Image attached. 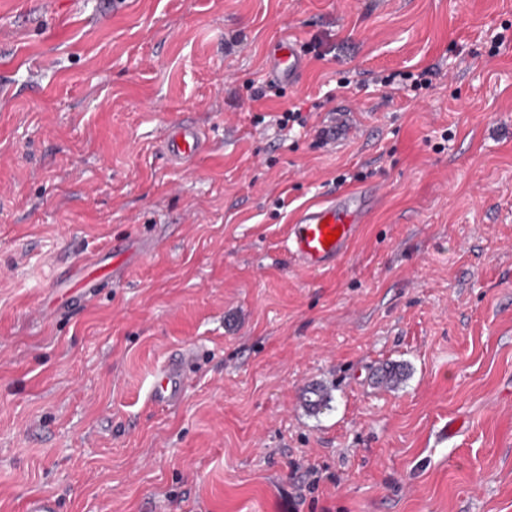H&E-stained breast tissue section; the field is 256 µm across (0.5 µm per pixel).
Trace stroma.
I'll return each mask as SVG.
<instances>
[{
  "instance_id": "1",
  "label": "stroma",
  "mask_w": 512,
  "mask_h": 512,
  "mask_svg": "<svg viewBox=\"0 0 512 512\" xmlns=\"http://www.w3.org/2000/svg\"><path fill=\"white\" fill-rule=\"evenodd\" d=\"M285 30L324 57L264 98ZM344 100L360 135L317 146ZM186 120L210 137L189 173L158 150ZM360 171L350 254L295 268L289 224ZM85 263L94 296L59 287ZM186 346L182 404L152 406ZM35 494L512 512V0H0V512Z\"/></svg>"
}]
</instances>
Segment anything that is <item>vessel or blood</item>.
Masks as SVG:
<instances>
[{
    "mask_svg": "<svg viewBox=\"0 0 512 512\" xmlns=\"http://www.w3.org/2000/svg\"><path fill=\"white\" fill-rule=\"evenodd\" d=\"M304 70L305 57L295 36H282L272 45L268 69L272 81L297 84ZM206 141L203 128L184 122L162 140V154L170 164L188 170L203 152ZM373 196L370 188L345 191L326 202L301 209L285 241L288 253L308 271H322L336 265L348 255L358 238ZM335 229L339 230V237L333 243H326V233ZM194 357V350L179 351L157 369L148 390L152 405L170 408L181 404Z\"/></svg>",
    "mask_w": 512,
    "mask_h": 512,
    "instance_id": "vessel-or-blood-1",
    "label": "vessel or blood"
}]
</instances>
